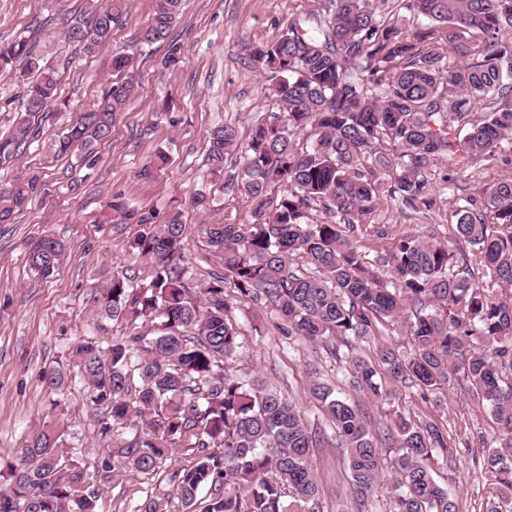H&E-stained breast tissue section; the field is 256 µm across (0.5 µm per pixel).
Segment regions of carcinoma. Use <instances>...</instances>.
I'll return each mask as SVG.
<instances>
[{"label":"carcinoma","mask_w":512,"mask_h":512,"mask_svg":"<svg viewBox=\"0 0 512 512\" xmlns=\"http://www.w3.org/2000/svg\"><path fill=\"white\" fill-rule=\"evenodd\" d=\"M129 0H88L67 22L65 44L89 56L109 42ZM181 0H157L135 49L116 53L119 79L54 140L65 156L97 161L116 113L132 89L137 48L168 41L162 63L184 62L169 39ZM323 13L288 21L271 41L248 46L264 73L268 96L280 107L254 124L244 163L224 176L239 133L220 125L207 133L206 177L227 180L252 206L249 224H211L207 246L222 269L198 290L186 278V225L178 213L163 224L152 212L124 202L110 208L139 227L131 253L152 263L137 280L105 270L94 300L106 320L132 326L103 347L74 344L67 366L41 378L51 393L64 390L70 372L82 384L99 434L132 423V436L87 475L43 433L0 471V512H98L101 488L116 472L150 475L171 450L194 439L200 454L174 473L185 512L206 488L202 512H315L318 486L310 449L318 436L301 408L256 381L239 380L226 362L238 348L230 316L232 284L274 312L284 334L318 343L330 355L345 351L377 325L403 328L412 345L376 348V359L355 358L351 386L383 398L380 372L402 387L436 391L452 381L485 403L497 446L485 458L499 490L487 512H512V174L489 183L462 176L478 164L512 169V0H328ZM406 12L426 23L409 31ZM34 71L16 109L12 131L0 135V166L16 161L38 137L31 119L59 105V69L29 39L0 45V70ZM159 150L140 170L164 169ZM39 188L34 174L10 188L23 209ZM453 196L448 238L437 232L402 235L368 261L359 239L385 238L373 228L383 206L394 217L427 220ZM322 212L318 222L313 213ZM66 245L50 235L33 240L29 269L56 275ZM155 327L146 333L140 328ZM139 380H134V377ZM310 395L328 415L346 450L354 512H370L369 495L383 477L379 450L394 455V512H457L451 489L437 479L448 465V437L431 423L402 418L373 428L366 413L314 378Z\"/></svg>","instance_id":"carcinoma-1"}]
</instances>
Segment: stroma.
<instances>
[{
	"instance_id": "obj_1",
	"label": "stroma",
	"mask_w": 512,
	"mask_h": 512,
	"mask_svg": "<svg viewBox=\"0 0 512 512\" xmlns=\"http://www.w3.org/2000/svg\"><path fill=\"white\" fill-rule=\"evenodd\" d=\"M85 0H0V43L32 36L37 52L62 64L60 93L66 109L42 122L38 143L14 164L0 168V210L11 207L8 187L31 172L41 176V189L24 209H12L10 223L0 224V467L14 462L21 448L43 432H53L67 458L93 472L107 443L78 383L54 396L40 383L41 373L66 361L71 345L83 338L107 343L125 333L122 321L102 322L91 296L94 279L108 267L128 268L145 277L151 264L132 260L129 245L138 227L120 220L104 222L108 205L124 201L153 212L156 223L172 213L187 226L183 248L191 287L205 284L218 266L206 244L205 228L215 223L247 224L251 206L239 193L204 181L206 135L211 127L235 125L247 140L256 122L278 106L268 96L267 81L249 60L247 44L276 38L289 19L321 8V0H182L171 35L186 60L165 69L163 44L141 52L131 81L134 91L116 115L111 143L98 146L93 168L76 158L57 157L49 146L80 112L100 98L116 74V49L134 44L154 13L155 0H131L111 40L92 56L65 46L66 21L83 9ZM166 150L165 170L144 178L140 169ZM82 182L78 192L66 188ZM210 203L193 204L195 193ZM64 241L67 251L58 273L35 279L26 263V246L41 235ZM232 321L239 348L232 361L239 378H257L296 402L323 443L311 451L319 488V512H351L352 494L344 451L333 426L310 396L313 378L329 384L357 404L375 422L406 420L435 423L453 450L451 467H438L440 482L450 483L458 512H485L496 478L484 459L495 446L496 430L488 409L459 386L422 392L383 379L388 396L365 397L350 385L347 360L328 355L322 346L284 335L268 309L237 301ZM196 449L172 450L151 475L120 473L102 491L101 512H136L147 498H162L165 512H184L172 479L192 465Z\"/></svg>"
}]
</instances>
